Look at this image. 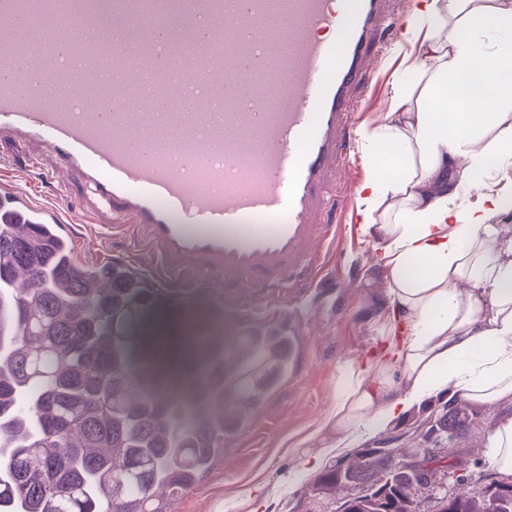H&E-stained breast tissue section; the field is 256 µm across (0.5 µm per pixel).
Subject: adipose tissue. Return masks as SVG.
<instances>
[{"instance_id":"1","label":"adipose tissue","mask_w":512,"mask_h":512,"mask_svg":"<svg viewBox=\"0 0 512 512\" xmlns=\"http://www.w3.org/2000/svg\"><path fill=\"white\" fill-rule=\"evenodd\" d=\"M400 30L422 63L368 136L358 192L387 314L376 347L341 365L325 423L336 442L304 451L310 470L432 397L512 401V225L484 180L512 162V0H410ZM468 188L483 206L464 202Z\"/></svg>"}]
</instances>
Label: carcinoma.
Wrapping results in <instances>:
<instances>
[{
    "label": "carcinoma",
    "instance_id": "obj_1",
    "mask_svg": "<svg viewBox=\"0 0 512 512\" xmlns=\"http://www.w3.org/2000/svg\"><path fill=\"white\" fill-rule=\"evenodd\" d=\"M0 224V512H166L224 455V412L244 415L288 373L267 343L219 318L163 311L120 263L89 268ZM109 279V287L99 280ZM433 431L469 428L462 406ZM418 453L364 448L312 483L308 512H419L434 473ZM341 505L328 498L336 488ZM437 512H512V483L439 494Z\"/></svg>",
    "mask_w": 512,
    "mask_h": 512
}]
</instances>
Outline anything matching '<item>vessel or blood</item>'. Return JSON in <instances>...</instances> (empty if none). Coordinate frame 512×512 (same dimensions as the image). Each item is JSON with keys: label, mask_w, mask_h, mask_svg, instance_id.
I'll use <instances>...</instances> for the list:
<instances>
[{"label": "vessel or blood", "mask_w": 512, "mask_h": 512, "mask_svg": "<svg viewBox=\"0 0 512 512\" xmlns=\"http://www.w3.org/2000/svg\"><path fill=\"white\" fill-rule=\"evenodd\" d=\"M344 0H0V38L26 75L44 80L74 67L85 87L102 84L111 57L112 108L85 111L38 88L0 91V140L55 163L68 192L79 177L89 194L77 208L112 221L94 237L122 235L150 252L180 307L214 289L263 292L278 308L284 290L309 287L336 227L323 224L333 169L350 153L353 94L375 58L371 44L391 17V0H359L339 29ZM53 13L82 41L37 51L15 31ZM138 23L132 47L117 48L104 22ZM0 223L39 225L66 242L55 208L28 190L0 184ZM266 336L296 362L298 338L278 324Z\"/></svg>", "instance_id": "1"}]
</instances>
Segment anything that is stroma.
Listing matches in <instances>:
<instances>
[{
  "label": "stroma",
  "instance_id": "stroma-1",
  "mask_svg": "<svg viewBox=\"0 0 512 512\" xmlns=\"http://www.w3.org/2000/svg\"><path fill=\"white\" fill-rule=\"evenodd\" d=\"M416 56L407 43L392 44L371 76L373 91L361 92L363 108L358 112L352 137L355 151L342 162L337 180L366 179L369 169V143L364 132L386 122L395 88L408 85L406 71ZM27 149L9 142L0 143V180L31 184L36 202L57 206L76 232L74 254L100 251L101 263L124 258L122 248L98 250L88 237L75 201L83 193L79 180H72L69 196L57 193L49 171H28ZM359 201L337 197L334 212L323 221L337 227L330 247L310 288L285 295L281 312L290 317L300 333L301 371L282 383L258 410L248 432L224 446L217 459L194 488L169 500L168 512H250L247 497L256 483L266 485L263 512H306L308 485L314 475L305 471L291 450L323 448L329 438L321 431L342 380V361L363 356L375 343L381 322L383 272L377 263L375 239L366 230ZM213 303L223 305L224 334L235 336L244 330H261L266 310L263 296L242 297L233 290L219 291ZM447 397L435 398L430 409L413 412L390 428H376L364 438L363 447H384L406 452L414 448H441L449 463L466 477L465 482L449 483L452 495L474 496L508 482L511 477L493 469L487 462V437L501 418L512 416V406L473 408L474 422L453 438L427 435L423 421L429 411H443Z\"/></svg>",
  "mask_w": 512,
  "mask_h": 512
}]
</instances>
